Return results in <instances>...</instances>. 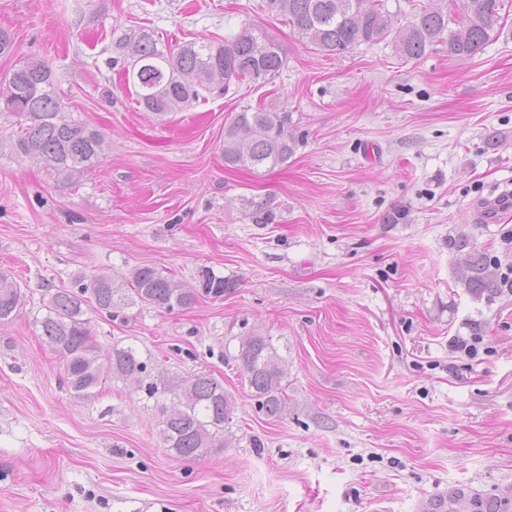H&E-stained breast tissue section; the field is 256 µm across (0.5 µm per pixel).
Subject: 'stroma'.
<instances>
[{"label":"stroma","mask_w":512,"mask_h":512,"mask_svg":"<svg viewBox=\"0 0 512 512\" xmlns=\"http://www.w3.org/2000/svg\"><path fill=\"white\" fill-rule=\"evenodd\" d=\"M263 28L287 56L273 81L180 111H143L111 69L113 30L175 45ZM18 50L46 62L73 117L108 143L79 183L20 160L0 119V276L26 295L0 325V512H419L459 490L512 488V295H475L451 240L512 263V36L474 58L444 44L404 60L390 41L326 56L263 0H0ZM257 104L301 138L283 166L230 170L224 131ZM267 203L270 224L251 205ZM152 266L197 291L168 312L85 308L102 357L135 346L152 375L197 372L235 402L231 447L189 460L154 429V403L104 371L76 399L40 336L43 303L76 279ZM210 269L235 281L201 290ZM269 337L288 412L259 411L236 368ZM479 336L477 357L459 340ZM481 212L485 221H491L498 213L511 211L512 192L510 189H503L497 194L485 199L481 203Z\"/></svg>","instance_id":"1"}]
</instances>
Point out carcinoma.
Listing matches in <instances>:
<instances>
[{
  "label": "carcinoma",
  "mask_w": 512,
  "mask_h": 512,
  "mask_svg": "<svg viewBox=\"0 0 512 512\" xmlns=\"http://www.w3.org/2000/svg\"><path fill=\"white\" fill-rule=\"evenodd\" d=\"M444 0L411 11L398 27L389 0H267L268 10L284 18L311 48L332 56L360 44L392 40L406 59L418 60L437 43L448 45V56L471 59L488 42L506 30L507 0H463L462 13L451 17ZM154 34L123 33L112 41V65L123 63L126 81L132 82L137 104L146 112L163 116L216 89L227 91L232 83L268 81L277 77L285 64L282 46L267 33L251 25L222 41L207 38L178 47H159ZM20 119V131L10 143L20 159L35 158L55 173L73 182L92 172L105 154V137L97 129L71 117L58 97L51 68L42 61H28L14 70L0 90V115ZM300 143L293 132L291 116L260 105L237 113L224 131V164L234 169L275 168L288 162ZM461 279L475 291L498 287L491 264L466 254L459 259ZM206 292L222 296L236 283L202 272ZM124 288L106 274L78 290L62 289L44 304L40 320L41 337L59 356L64 379L72 394L81 399L98 396L100 350L89 322L83 319V305L92 297L96 310L112 316L114 310L133 305L166 310L192 307L197 295L172 275L151 267L134 269ZM22 301L19 285L0 277V323L13 320ZM240 373L258 399V407L270 420L282 418L288 401L282 381L281 358L266 336H248L239 343L234 356ZM112 376L128 382L137 391L159 402V437L164 447L185 459H194L211 448L230 443L224 434L232 421L234 404L224 384L208 374L177 379L152 376L135 348L112 349ZM171 394L178 405L168 408L160 402ZM421 512H512V490L498 494L479 491L453 492L427 500Z\"/></svg>",
  "instance_id": "obj_1"
}]
</instances>
